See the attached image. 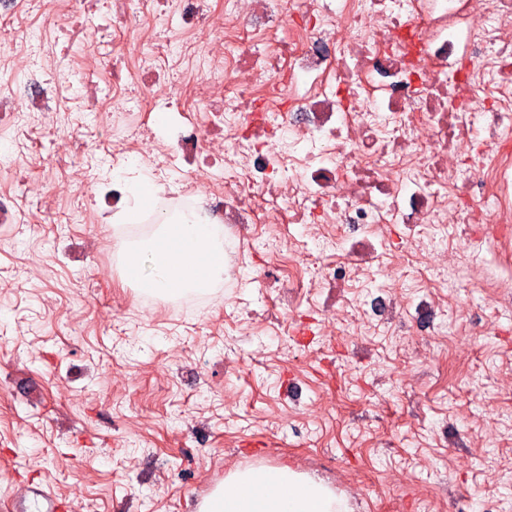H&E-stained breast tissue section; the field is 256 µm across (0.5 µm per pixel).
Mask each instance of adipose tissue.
Instances as JSON below:
<instances>
[{"label":"adipose tissue","mask_w":512,"mask_h":512,"mask_svg":"<svg viewBox=\"0 0 512 512\" xmlns=\"http://www.w3.org/2000/svg\"><path fill=\"white\" fill-rule=\"evenodd\" d=\"M122 273L141 293H205L224 279V230L189 216L161 217L149 238L119 243ZM200 512H352L345 495L288 468L229 472Z\"/></svg>","instance_id":"adipose-tissue-1"}]
</instances>
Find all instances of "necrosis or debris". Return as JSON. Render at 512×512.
Returning a JSON list of instances; mask_svg holds the SVG:
<instances>
[{
	"mask_svg": "<svg viewBox=\"0 0 512 512\" xmlns=\"http://www.w3.org/2000/svg\"><path fill=\"white\" fill-rule=\"evenodd\" d=\"M71 42H105L91 21L97 0H56ZM112 23L142 43L166 29L152 56L80 66L72 96L54 60L50 88L29 41L0 54V67L29 81L28 103L0 92V129L25 154L0 163V224L19 223L22 202L57 200L100 223L86 202L95 182L85 159L101 152L144 162L198 197V217L224 229L225 275L241 283L247 246L289 226L318 245L310 267L271 251L256 277L281 281L280 301L339 294L322 316L342 320L354 284L387 258L394 226L409 250L433 256L416 297L381 287L380 308L433 323L447 303L448 273L467 276L494 309L512 312V0H112ZM211 37L206 68L190 63L199 34ZM153 43V42H152ZM78 101L96 135L59 134ZM190 110L167 133L142 103ZM48 174L24 177L28 156Z\"/></svg>",
	"mask_w": 512,
	"mask_h": 512,
	"instance_id": "necrosis-or-debris-1",
	"label": "necrosis or debris"
}]
</instances>
